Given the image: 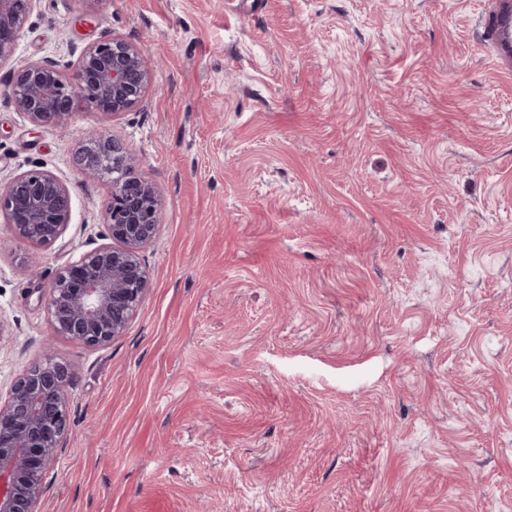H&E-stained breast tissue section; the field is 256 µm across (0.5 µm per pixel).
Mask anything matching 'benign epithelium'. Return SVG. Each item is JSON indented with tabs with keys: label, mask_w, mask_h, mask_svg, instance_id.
Segmentation results:
<instances>
[{
	"label": "benign epithelium",
	"mask_w": 512,
	"mask_h": 512,
	"mask_svg": "<svg viewBox=\"0 0 512 512\" xmlns=\"http://www.w3.org/2000/svg\"><path fill=\"white\" fill-rule=\"evenodd\" d=\"M37 0H0V63L13 56L21 29ZM151 63L133 44L111 37L91 44L76 59V81L53 62L19 67L9 98L33 126L62 124L84 103L104 115L126 112L144 97ZM109 160L112 194L105 207L109 237L103 246L61 271L47 289L54 334L88 346L110 342L136 315L147 286L140 258L162 223L154 184L135 172L133 158L116 141L89 133L76 154L77 172L104 174ZM0 215L24 242L46 246L61 237L71 218L67 184L47 170H30L0 183ZM69 370L47 359L20 374L0 401V512H34L45 472L69 429Z\"/></svg>",
	"instance_id": "obj_1"
}]
</instances>
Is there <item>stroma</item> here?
I'll list each match as a JSON object with an SVG mask.
<instances>
[{"mask_svg":"<svg viewBox=\"0 0 512 512\" xmlns=\"http://www.w3.org/2000/svg\"><path fill=\"white\" fill-rule=\"evenodd\" d=\"M485 0H37L0 64V181L48 170L71 221L0 219V397L70 371L36 512H512V73ZM119 37L152 62L132 110L32 126L14 69ZM123 144L163 222L143 303L87 346L48 285L108 244Z\"/></svg>","mask_w":512,"mask_h":512,"instance_id":"stroma-1","label":"stroma"}]
</instances>
